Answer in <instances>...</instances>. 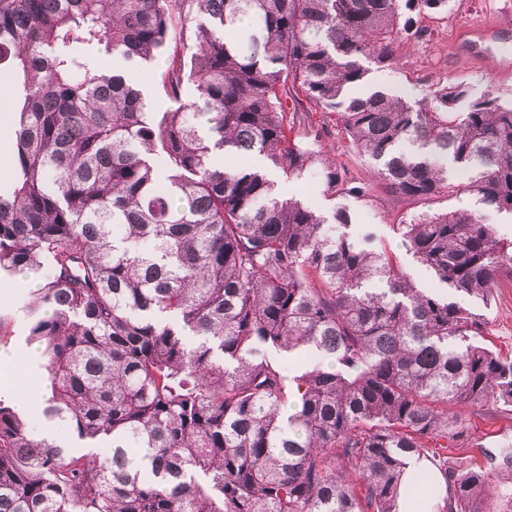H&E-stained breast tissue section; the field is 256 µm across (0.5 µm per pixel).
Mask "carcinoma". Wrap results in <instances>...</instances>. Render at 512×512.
<instances>
[{"label":"carcinoma","instance_id":"1","mask_svg":"<svg viewBox=\"0 0 512 512\" xmlns=\"http://www.w3.org/2000/svg\"><path fill=\"white\" fill-rule=\"evenodd\" d=\"M447 0H0L11 170L0 272L38 280L28 340L47 425L0 399V512H400L408 460L434 512H512V487L448 464V406H512V358L486 347L512 281V105L447 84L410 101L350 91L423 40ZM176 107L131 74L161 58ZM112 59V70L102 69ZM193 86L190 98L184 85ZM308 103L415 203L471 200L395 225L444 291L419 288L270 178L320 175L366 197L321 147ZM416 146L414 154L401 150ZM224 156V164L214 162ZM263 164H237L240 156Z\"/></svg>","mask_w":512,"mask_h":512}]
</instances>
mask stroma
<instances>
[{
    "label": "stroma",
    "mask_w": 512,
    "mask_h": 512,
    "mask_svg": "<svg viewBox=\"0 0 512 512\" xmlns=\"http://www.w3.org/2000/svg\"><path fill=\"white\" fill-rule=\"evenodd\" d=\"M489 18L512 30V0H451L449 8L444 11L422 14L419 25L426 31L424 40L402 46L398 62L393 67H371L368 83L411 99L428 94L440 83L461 84L467 88L469 99L490 92L501 102L512 105V69L494 72L453 51L465 26ZM323 146L334 153L337 165L344 168L349 177L370 179L371 163L349 145L336 127H328ZM275 181L281 195L299 198L325 215H332L334 209L341 205L340 200L322 195L317 174L311 173L299 180L279 175ZM348 205L356 223L367 226L377 246L397 256L419 287H437V280L407 254L393 229L403 216L419 213V206L409 205L397 197L379 195L362 201L352 199ZM32 285L29 278L22 280L0 275V311L11 313L14 319L12 334L0 342V351L15 355L11 367L0 365V383L9 380L25 386L27 380L44 374L41 364H31L17 356L18 351L28 346L26 319L19 309V301L30 298ZM483 314L489 322L485 344L511 357L512 287L499 289ZM457 429L458 437L448 445L449 457L466 465L493 469L489 454L505 446L512 447V406L466 409Z\"/></svg>",
    "instance_id": "obj_1"
}]
</instances>
